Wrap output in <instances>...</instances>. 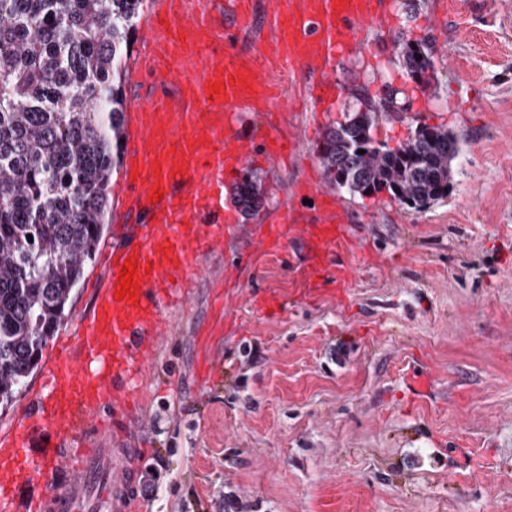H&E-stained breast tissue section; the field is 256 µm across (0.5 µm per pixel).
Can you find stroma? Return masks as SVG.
Returning a JSON list of instances; mask_svg holds the SVG:
<instances>
[{
	"label": "stroma",
	"mask_w": 512,
	"mask_h": 512,
	"mask_svg": "<svg viewBox=\"0 0 512 512\" xmlns=\"http://www.w3.org/2000/svg\"><path fill=\"white\" fill-rule=\"evenodd\" d=\"M390 37L359 28L363 51L339 67L329 109L301 79L275 86L296 139L294 162L250 164L268 193L205 260L187 306L166 317L146 382L143 426L97 438L102 448L149 441L160 474L145 512H512V0H391ZM434 38L435 75L414 89L400 37ZM396 90L377 140L396 146L418 125L447 127L461 152L448 194L417 212L387 194L350 195L348 238L316 298L299 243L234 271L256 224L294 202L321 169L324 131ZM123 171L95 259L73 291L60 333L89 310L116 242ZM295 203V202H294ZM280 295L281 315L251 307ZM217 364L197 379L201 354Z\"/></svg>",
	"instance_id": "1"
}]
</instances>
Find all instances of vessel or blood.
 Returning <instances> with one entry per match:
<instances>
[{
	"label": "vessel or blood",
	"mask_w": 512,
	"mask_h": 512,
	"mask_svg": "<svg viewBox=\"0 0 512 512\" xmlns=\"http://www.w3.org/2000/svg\"><path fill=\"white\" fill-rule=\"evenodd\" d=\"M258 0H156L142 31L135 69L174 93L130 101L124 155L128 200L107 271L73 342L46 364L32 410L0 435V512H141L135 493L141 448H87L85 424L110 411L122 434L139 418L143 382L165 331L166 313L184 306L191 281L224 241L234 218L224 210V185L253 155L231 122L240 108L265 109L274 96L272 68H291L310 82L316 103L337 98L334 67L357 50V27L387 30L386 0H268L269 29L249 51L225 46L224 33L256 21ZM296 145L271 126L263 154L293 158ZM161 200H154L155 191ZM298 198L318 197L309 220L284 206L257 225L256 247L241 260L258 267L288 243L300 242L312 274L346 240L338 199L307 179ZM136 265L131 299H117L119 273Z\"/></svg>",
	"instance_id": "1"
}]
</instances>
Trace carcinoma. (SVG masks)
I'll return each mask as SVG.
<instances>
[{"label": "carcinoma", "mask_w": 512, "mask_h": 512, "mask_svg": "<svg viewBox=\"0 0 512 512\" xmlns=\"http://www.w3.org/2000/svg\"><path fill=\"white\" fill-rule=\"evenodd\" d=\"M146 0H0V409L27 388L92 261L120 164L126 98L122 62ZM411 82L434 73L431 42L402 39ZM386 101L329 128L319 157L332 185L386 192L415 211L448 195L457 138L422 124L394 148L377 141ZM265 189L245 172L244 212ZM33 240H28V237Z\"/></svg>", "instance_id": "cac0c4a2"}]
</instances>
